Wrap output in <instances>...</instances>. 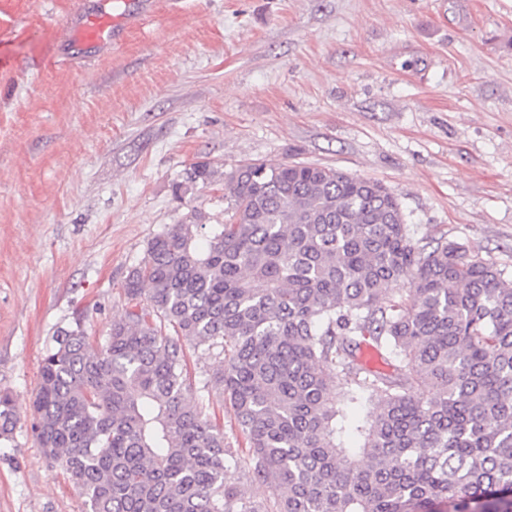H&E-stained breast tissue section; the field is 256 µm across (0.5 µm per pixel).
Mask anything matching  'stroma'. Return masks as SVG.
I'll return each mask as SVG.
<instances>
[{
	"label": "stroma",
	"instance_id": "stroma-1",
	"mask_svg": "<svg viewBox=\"0 0 512 512\" xmlns=\"http://www.w3.org/2000/svg\"><path fill=\"white\" fill-rule=\"evenodd\" d=\"M81 0H0V512H90L32 431L58 329L108 333L155 235L224 223L247 161L385 185L421 243L512 276V0H157L88 58L36 68ZM207 162L216 182L185 184Z\"/></svg>",
	"mask_w": 512,
	"mask_h": 512
}]
</instances>
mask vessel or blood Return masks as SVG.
Instances as JSON below:
<instances>
[{
  "instance_id": "b4317fda",
  "label": "vessel or blood",
  "mask_w": 512,
  "mask_h": 512,
  "mask_svg": "<svg viewBox=\"0 0 512 512\" xmlns=\"http://www.w3.org/2000/svg\"><path fill=\"white\" fill-rule=\"evenodd\" d=\"M150 9L149 0H83L66 26L64 43L74 55L91 56L99 46L122 41Z\"/></svg>"
}]
</instances>
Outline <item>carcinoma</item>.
Listing matches in <instances>:
<instances>
[{
    "mask_svg": "<svg viewBox=\"0 0 512 512\" xmlns=\"http://www.w3.org/2000/svg\"><path fill=\"white\" fill-rule=\"evenodd\" d=\"M216 174L201 163L188 181ZM224 184L227 221L193 208L155 236L107 336L78 320L42 358L35 439L91 512H512L505 271L454 241L418 245L371 179L248 162ZM189 348L222 369L193 383ZM214 393L246 449L211 419ZM16 424L0 392V435ZM238 468L272 497L228 482Z\"/></svg>",
    "mask_w": 512,
    "mask_h": 512,
    "instance_id": "1",
    "label": "carcinoma"
}]
</instances>
